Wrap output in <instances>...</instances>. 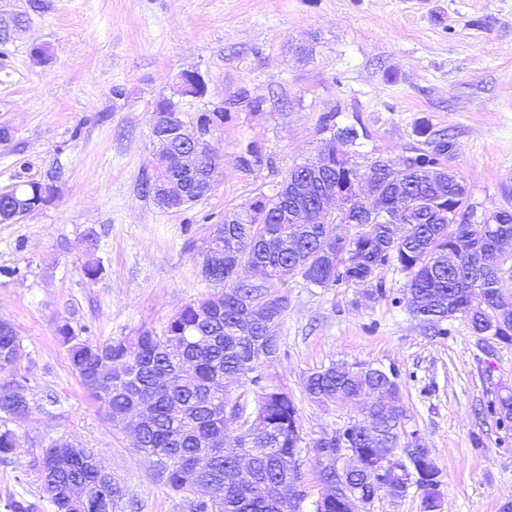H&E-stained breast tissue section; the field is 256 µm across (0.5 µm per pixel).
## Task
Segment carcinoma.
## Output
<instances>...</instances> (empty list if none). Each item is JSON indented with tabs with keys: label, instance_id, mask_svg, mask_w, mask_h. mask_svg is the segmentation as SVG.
Masks as SVG:
<instances>
[{
	"label": "carcinoma",
	"instance_id": "cac0c4a2",
	"mask_svg": "<svg viewBox=\"0 0 512 512\" xmlns=\"http://www.w3.org/2000/svg\"><path fill=\"white\" fill-rule=\"evenodd\" d=\"M315 162L325 180L336 185L362 176L385 197V216L364 206L353 207L341 223L318 215L321 186L308 181L312 162L291 167L273 194L262 193L246 210L224 214L228 222L214 224L200 249L201 264L221 255L208 279L214 291L184 306L161 332L144 330L127 339L98 344L75 335L67 324L57 335L67 346L68 360L81 385L94 382L88 394L106 410L113 426L136 437V448L151 464L184 512H301L304 455L314 457L320 478L338 486L332 499L314 501V512H363L373 494L362 471L345 477L321 458L336 456L340 430L325 431L305 442L299 408L293 396L262 371L280 350V338L270 329L288 310V296L278 286L299 278L308 288L345 284L363 289L368 297L386 296L377 272L392 266L408 277L406 291L392 303L404 306L436 336L448 335L445 322L458 316L487 346L512 345V310H499L503 279L501 264L512 276V208L495 210L498 234L481 242L480 232L459 221L474 211L467 185L448 167L457 151L452 137L418 131L423 140L403 170L383 162L357 161L361 139L351 124L330 129ZM351 148L336 160V141ZM173 160L158 172L165 183L178 172L181 149L169 143ZM17 191L31 212L48 201L50 187L35 181L19 183ZM398 370L364 362H331L308 374L303 392L317 406L355 402L372 393L364 419L351 427L350 448L375 463L372 449L391 442L393 467L400 477L391 495L404 497L411 488L421 493L424 512L436 507L441 471L430 449L417 441L398 449L406 409ZM253 390V402L234 395L226 382ZM218 433L234 439L236 449L250 459L255 481L238 479L239 456L211 444ZM20 447L9 428L0 430V457ZM210 457L205 476L210 492L193 495L185 471L200 456ZM40 486L55 484L48 498L52 512H83L67 495L70 482L92 474L73 459L44 473L33 459Z\"/></svg>",
	"mask_w": 512,
	"mask_h": 512
}]
</instances>
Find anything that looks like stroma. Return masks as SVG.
<instances>
[{
  "label": "stroma",
  "instance_id": "stroma-1",
  "mask_svg": "<svg viewBox=\"0 0 512 512\" xmlns=\"http://www.w3.org/2000/svg\"><path fill=\"white\" fill-rule=\"evenodd\" d=\"M0 190L51 188L40 209L0 223V320L23 345L20 446L0 462V512L11 500L52 512L31 467L52 440L98 452L138 512H182L130 436L83 389L56 335L67 324L103 342L162 328L213 287L198 252L211 225L294 164L316 158L323 118L361 123L362 152L397 157L430 126L453 136L450 161L480 209L512 206V0H0ZM46 51L34 61L33 47ZM199 71L207 91L179 93ZM180 118L221 108L208 141L223 157L210 196L179 210L142 190L152 174V111ZM254 145L251 170L237 157ZM100 264L96 280L83 274ZM386 297L339 284L280 286L281 349L264 373L293 394L305 439L362 419L356 404L311 405L306 375L334 361L394 366L417 434L443 472L442 512H501L512 500V422L494 411L512 391V345L485 347L461 318L434 336L393 306L407 276L381 270Z\"/></svg>",
  "mask_w": 512,
  "mask_h": 512
}]
</instances>
